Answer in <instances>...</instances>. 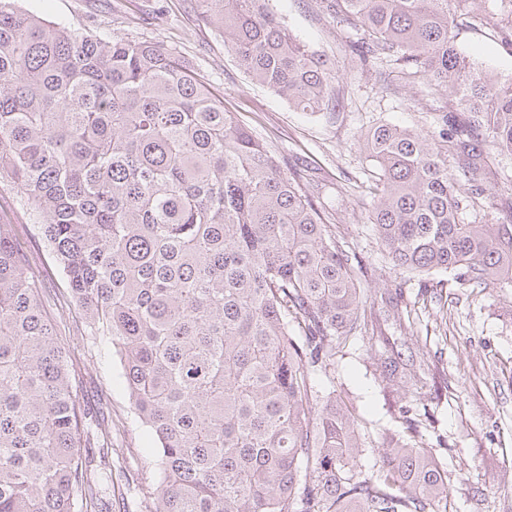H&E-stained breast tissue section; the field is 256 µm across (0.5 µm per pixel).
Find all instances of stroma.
<instances>
[{
    "instance_id": "35a3bbf8",
    "label": "stroma",
    "mask_w": 512,
    "mask_h": 512,
    "mask_svg": "<svg viewBox=\"0 0 512 512\" xmlns=\"http://www.w3.org/2000/svg\"><path fill=\"white\" fill-rule=\"evenodd\" d=\"M292 36L336 69V99L310 113L253 81L224 47V36L198 18L196 0H21L24 9L70 29L148 40L176 48L223 94L255 135L273 145L286 167L304 168L310 184L325 186L335 222L368 270L372 298L400 288L408 317L381 331L404 356L426 353L429 370L411 393L383 387L371 340L349 344L336 366V390L368 421L365 470H373L384 434L400 431L395 401L432 415L426 446L443 462L455 512H512V287L477 295L458 288L451 274L430 276L392 269L362 209L369 202L373 162L364 150L370 129L382 123L434 126L448 101L405 86L399 69L362 63L351 46L355 31L327 15L319 0H266ZM458 47L501 79H512V46L500 31L469 29ZM42 302L65 320L75 400L97 412L110 445L107 455L87 449L92 466L112 475L102 498L108 512H151L149 491L159 478L156 443L137 417L110 337L90 330L71 301L60 270L37 229L20 235Z\"/></svg>"
}]
</instances>
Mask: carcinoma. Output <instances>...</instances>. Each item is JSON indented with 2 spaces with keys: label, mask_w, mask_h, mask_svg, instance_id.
Returning a JSON list of instances; mask_svg holds the SVG:
<instances>
[{
  "label": "carcinoma",
  "mask_w": 512,
  "mask_h": 512,
  "mask_svg": "<svg viewBox=\"0 0 512 512\" xmlns=\"http://www.w3.org/2000/svg\"><path fill=\"white\" fill-rule=\"evenodd\" d=\"M201 21L255 82L318 112L336 72L261 0H198ZM320 0L409 85L461 111L438 131L379 124L368 223L396 270L452 272L470 292L512 286V224L489 222L476 179L512 156V82L462 55L464 29L512 31V0ZM16 191L85 321L112 337L158 449L154 512H453L427 424L400 410L366 473L365 418L336 400V359L377 339L398 303L367 306L357 255L321 189L284 168L172 48L71 30L0 0V181ZM481 215L469 221L467 217ZM329 380L321 391L315 379ZM66 348L0 215V512H91Z\"/></svg>",
  "instance_id": "carcinoma-1"
}]
</instances>
